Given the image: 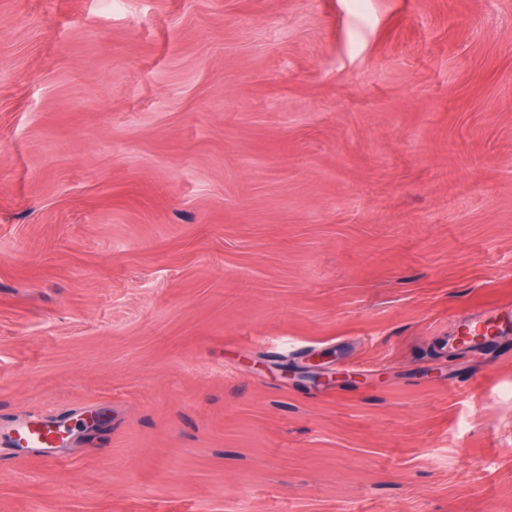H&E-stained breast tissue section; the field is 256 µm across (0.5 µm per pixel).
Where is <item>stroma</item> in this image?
Listing matches in <instances>:
<instances>
[{
	"label": "stroma",
	"instance_id": "35a3bbf8",
	"mask_svg": "<svg viewBox=\"0 0 512 512\" xmlns=\"http://www.w3.org/2000/svg\"><path fill=\"white\" fill-rule=\"evenodd\" d=\"M477 315L512 0H0V512H512ZM41 420L40 418H30L27 424L19 429V439L30 447L54 448L52 445L47 444L52 439L51 432L41 427Z\"/></svg>",
	"mask_w": 512,
	"mask_h": 512
}]
</instances>
